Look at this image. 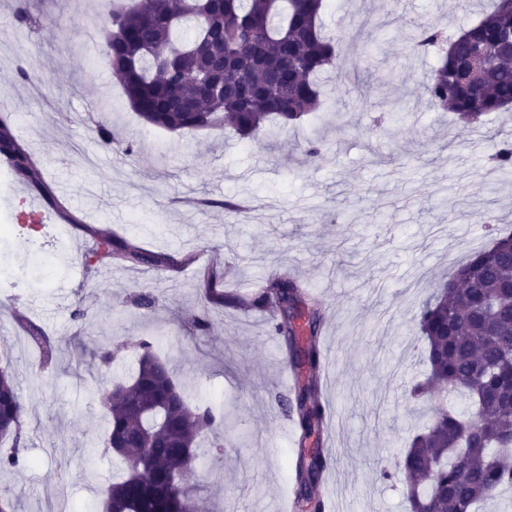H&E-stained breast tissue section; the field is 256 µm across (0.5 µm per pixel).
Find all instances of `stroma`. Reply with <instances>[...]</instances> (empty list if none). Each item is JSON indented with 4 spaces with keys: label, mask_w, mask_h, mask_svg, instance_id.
<instances>
[{
    "label": "stroma",
    "mask_w": 512,
    "mask_h": 512,
    "mask_svg": "<svg viewBox=\"0 0 512 512\" xmlns=\"http://www.w3.org/2000/svg\"><path fill=\"white\" fill-rule=\"evenodd\" d=\"M51 27L16 32L14 0H0V117L41 160L39 187L0 180V355L11 363L25 403L27 441L19 468L0 472L19 512H102L112 478L96 448L103 408L87 378L108 379L98 354L111 337L154 333L157 351L191 402L232 413L237 435L222 458L205 456L186 482L206 512H282L294 496L293 423L273 397L288 383L284 349L265 315L229 303L199 334L201 267L220 263L224 285L247 297L278 268L325 304L319 399L329 410L323 436L332 466L319 487L339 512H403V476L383 478L413 431L459 397L414 402L406 388L424 377L413 316L472 251L490 242L480 215L512 232V167H494L500 140H512V110L470 127L420 96L439 56L405 57L407 34L435 24L448 33L474 23L476 0H327L326 30L343 34L338 63L366 82L368 103L321 83L320 111L269 138L241 140L217 129L179 135L143 122L101 56L94 33L112 0H27ZM24 68L31 82L20 81ZM403 94L406 117L391 118ZM108 99L85 114L87 100ZM138 145L134 157L103 147L99 125ZM321 140L320 158L306 155ZM67 219L29 230L14 224L25 202ZM195 263L164 275L102 260L86 269L94 229ZM156 298L145 318L133 299ZM88 318L75 332L71 313ZM24 310L68 347L49 363L20 332Z\"/></svg>",
    "instance_id": "1"
}]
</instances>
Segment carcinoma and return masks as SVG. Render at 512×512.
I'll list each match as a JSON object with an SVG mask.
<instances>
[{"instance_id": "carcinoma-1", "label": "carcinoma", "mask_w": 512, "mask_h": 512, "mask_svg": "<svg viewBox=\"0 0 512 512\" xmlns=\"http://www.w3.org/2000/svg\"><path fill=\"white\" fill-rule=\"evenodd\" d=\"M325 0H136L112 5L102 53L119 77L131 108L146 123L171 133L229 129L239 139L266 125L285 128L320 109L318 78L338 71L339 38L322 32ZM512 32V9L494 0L479 22L453 38L433 24L418 28L405 50L418 54L440 46L442 54L421 84L430 107L476 124L512 108V65L493 64L473 80L464 74L475 48L488 50ZM0 155L18 181L38 188L37 168L0 119ZM88 257L121 266H148L162 274L191 262L142 249L109 233L94 232ZM223 274L203 277V308L195 328L210 329L208 306L224 304ZM229 302L266 313L284 338L290 366L308 372L291 397L277 396L296 431L301 453L295 468L300 512H325L317 486L330 465L320 448L326 409L316 396L322 363L318 331L322 307L306 303L301 285L272 272L249 299ZM28 340L43 363L62 341L52 342L27 319ZM424 340L429 383L469 402V410L440 409L424 431L396 454L395 471L407 480L406 512H479L512 488V233L473 252L457 274L425 300L414 317ZM126 377L97 385L107 421L103 454L120 463L105 496L109 512H200L184 475L196 467L200 441L222 453L233 431L229 416L191 403L168 364L144 336ZM24 404L10 364L0 368V439H12L0 455V471L16 467L25 449Z\"/></svg>"}]
</instances>
